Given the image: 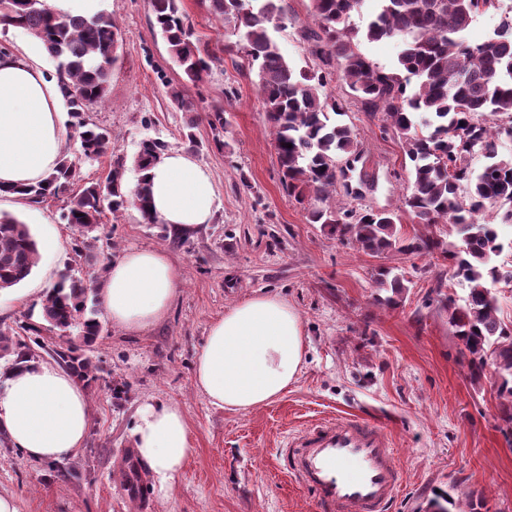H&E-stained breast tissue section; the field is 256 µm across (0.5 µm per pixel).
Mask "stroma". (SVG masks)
Wrapping results in <instances>:
<instances>
[{"mask_svg":"<svg viewBox=\"0 0 512 512\" xmlns=\"http://www.w3.org/2000/svg\"><path fill=\"white\" fill-rule=\"evenodd\" d=\"M276 39L297 67L316 64L303 30L314 28L310 0H283ZM197 38L225 46L235 38L202 0H182ZM120 28V57L108 94L89 118L112 134L113 155L132 157L144 137L190 151L212 173L217 210L212 223L175 237L170 228L142 223L136 210L104 213L97 260L73 251L77 233L63 219L64 204L38 206L41 223L56 230L57 246L42 253L31 276L0 296V325L39 321L47 288L65 269L80 277L112 263L130 248L162 250L180 267L183 286L168 316L136 335L104 320L94 352L98 379L87 389L90 425L78 453L52 463L29 459L0 440V493L14 495L21 512H320L312 495L283 473L277 450L289 434L323 418L355 414L387 430L404 475L392 512H431V501L452 499L454 512H512V431L499 419L489 377L472 379L469 356L431 295L437 279L462 299L467 284L451 280L441 254L371 256L328 227L310 223L303 205L279 180L270 125L257 77L235 53L195 85L194 109L180 108L169 84L181 69L150 26L149 0H105ZM330 89L345 100L342 121L363 147L371 182L359 197L337 192L346 207L385 210L401 218V232L432 233L456 241L453 226L415 223L405 209L410 162L383 130L382 116L365 112L342 79ZM224 109V147L216 149L206 115ZM193 130L195 144L184 138ZM394 268L409 282L397 305L377 304L373 274ZM260 293L285 298L302 321L306 359L297 381L274 402L249 411L208 404L194 385L195 357L210 323L230 305ZM175 402L184 412L196 451L168 496L137 501L127 489L126 451L142 402Z\"/></svg>","mask_w":512,"mask_h":512,"instance_id":"35a3bbf8","label":"stroma"}]
</instances>
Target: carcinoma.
<instances>
[{"label": "carcinoma", "instance_id": "obj_1", "mask_svg": "<svg viewBox=\"0 0 512 512\" xmlns=\"http://www.w3.org/2000/svg\"><path fill=\"white\" fill-rule=\"evenodd\" d=\"M208 11L230 26L236 53L257 71V87L270 123L280 182L288 195L301 201L309 195L321 206L309 213L312 224H328L342 238L369 254L396 251L448 258L451 277L468 284L458 304L443 293V280L433 292L448 306L449 324L470 355L471 374L492 369L500 419L512 425V328L498 317L496 285L506 270L495 263L505 249L496 225L478 219L490 207L512 224V153L501 150V135L512 138V17L503 18L483 42L471 44L467 32L476 18L499 8V0H379L378 11L365 30L349 24L363 0H311L318 30H304L306 51L320 62L316 72L297 68L281 52L274 32L283 18L282 0H204ZM0 23L24 29L38 39L55 62V74L70 117L76 149L61 157L45 178L9 189L33 204L58 198L81 184L69 199L64 219L77 231V256L91 257V242L109 211L136 209L145 224L151 214L143 177L127 188V160L113 158L105 182H86L81 165L112 152V134L91 122L87 113L108 93L119 28L112 16L91 19L55 15L45 0H0ZM152 27L164 39L170 57L191 83L202 80L217 60L216 50L200 43L185 23L180 0H150ZM398 39V71L376 66L358 49L362 40ZM341 71L350 93L375 115L382 113L383 130L398 140L411 163L405 206L422 224L448 223L460 244L444 245L432 235L399 236L397 217L371 208L332 207L327 199L342 183L351 191V173L363 153L349 126L336 123L346 103L328 92ZM292 147L287 148L285 144ZM167 142L147 137L138 143L132 166L139 173L159 161ZM480 153L482 169L470 167ZM466 195L460 194L461 186ZM40 261L38 243L18 217L0 213V290L27 279ZM101 275L87 279L65 272L45 292L41 321H23L0 329V352L8 369H17L41 345L43 329L76 332L78 343L54 350L56 360L79 381L96 379L93 360L103 331L99 319ZM376 283L397 303L406 291L403 278L381 267Z\"/></svg>", "mask_w": 512, "mask_h": 512}]
</instances>
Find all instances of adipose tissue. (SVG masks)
Here are the masks:
<instances>
[{
  "label": "adipose tissue",
  "mask_w": 512,
  "mask_h": 512,
  "mask_svg": "<svg viewBox=\"0 0 512 512\" xmlns=\"http://www.w3.org/2000/svg\"><path fill=\"white\" fill-rule=\"evenodd\" d=\"M61 105L59 81L45 68L37 42L0 51V186L36 182L56 168L64 138ZM148 176L151 209L160 223L177 231L211 223L212 174L194 157L168 151ZM180 284V272L166 253L131 249L112 262L101 302L113 325L137 333L167 316ZM304 353L298 312L279 295H256L210 324L194 383L211 405L247 411L287 392ZM88 428L86 394L64 367L31 362L0 383V430L28 458L74 456ZM133 443L162 494L194 453L185 415L173 402L140 406Z\"/></svg>",
  "instance_id": "1"
}]
</instances>
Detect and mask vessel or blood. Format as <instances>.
<instances>
[{
    "instance_id": "b4317fda",
    "label": "vessel or blood",
    "mask_w": 512,
    "mask_h": 512,
    "mask_svg": "<svg viewBox=\"0 0 512 512\" xmlns=\"http://www.w3.org/2000/svg\"><path fill=\"white\" fill-rule=\"evenodd\" d=\"M279 458L323 512H389L403 484L386 431L355 416L301 428L289 435Z\"/></svg>"
}]
</instances>
